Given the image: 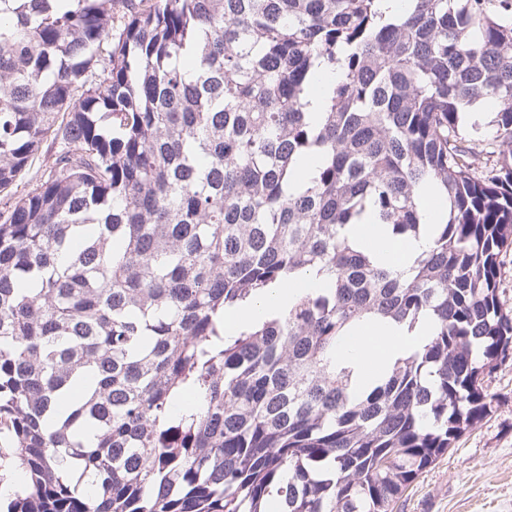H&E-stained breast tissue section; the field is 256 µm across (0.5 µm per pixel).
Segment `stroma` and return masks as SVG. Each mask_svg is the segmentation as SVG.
Masks as SVG:
<instances>
[{
  "instance_id": "35a3bbf8",
  "label": "stroma",
  "mask_w": 512,
  "mask_h": 512,
  "mask_svg": "<svg viewBox=\"0 0 512 512\" xmlns=\"http://www.w3.org/2000/svg\"><path fill=\"white\" fill-rule=\"evenodd\" d=\"M485 384L490 413L402 493L393 512H512V357Z\"/></svg>"
}]
</instances>
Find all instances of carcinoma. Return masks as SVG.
Segmentation results:
<instances>
[{
	"instance_id": "cac0c4a2",
	"label": "carcinoma",
	"mask_w": 512,
	"mask_h": 512,
	"mask_svg": "<svg viewBox=\"0 0 512 512\" xmlns=\"http://www.w3.org/2000/svg\"><path fill=\"white\" fill-rule=\"evenodd\" d=\"M0 0L8 512H392L512 349V0ZM496 104L475 143L461 115ZM36 185L15 188L43 144ZM406 271L349 228L401 239ZM323 277L263 322L224 313ZM436 329L369 388L340 339ZM356 234L361 242L365 240L370 242L375 250L377 261L400 270L407 269L429 245V238L425 236L405 241L392 240L383 228L372 227L371 225L358 227ZM499 297L504 307L512 310V249L503 255Z\"/></svg>"
}]
</instances>
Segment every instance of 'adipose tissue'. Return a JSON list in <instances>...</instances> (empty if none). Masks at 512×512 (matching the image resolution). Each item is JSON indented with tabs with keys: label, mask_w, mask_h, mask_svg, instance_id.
I'll use <instances>...</instances> for the list:
<instances>
[{
	"label": "adipose tissue",
	"mask_w": 512,
	"mask_h": 512,
	"mask_svg": "<svg viewBox=\"0 0 512 512\" xmlns=\"http://www.w3.org/2000/svg\"><path fill=\"white\" fill-rule=\"evenodd\" d=\"M356 234L360 240L370 242L377 261L401 270L407 269L429 245L428 237L395 241L384 229L369 225L358 227ZM311 285V280L302 278L287 287H272L267 301L226 315V329L233 331L252 325L270 309L279 312L287 310L298 291ZM434 330L435 321L429 316L411 332L388 322H379L367 327L360 337L347 339L340 353L355 367L359 383L365 386L378 379L397 357L420 350Z\"/></svg>",
	"instance_id": "obj_1"
}]
</instances>
